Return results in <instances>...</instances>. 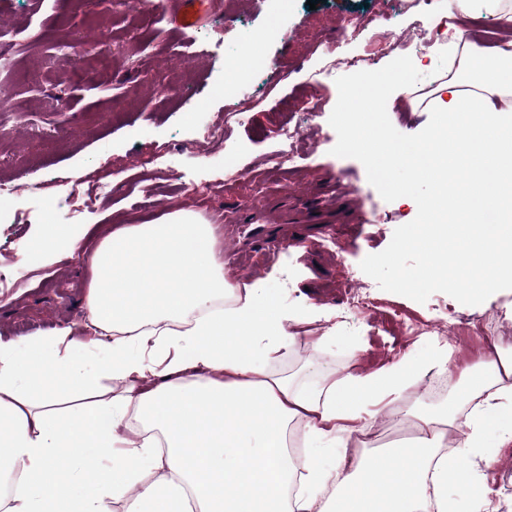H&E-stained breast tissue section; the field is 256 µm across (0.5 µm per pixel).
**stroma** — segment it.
<instances>
[{"label":"stroma","instance_id":"stroma-1","mask_svg":"<svg viewBox=\"0 0 512 512\" xmlns=\"http://www.w3.org/2000/svg\"><path fill=\"white\" fill-rule=\"evenodd\" d=\"M442 6L439 16L417 12L382 23L374 18L378 0H322L313 10L307 0H295L284 44L267 51L284 78L244 102L246 120L239 124L225 121L224 100L212 88L230 73L238 46L271 23L269 0H237L234 18L225 14L226 0H211L208 14L185 34L171 24L167 0H151L139 15L128 14L117 0H0V30L15 44L10 59L0 61V102L11 106L0 113V176L20 177L25 185L0 198V265L22 271L12 294L0 297V341L50 336L63 328L83 336L91 279L84 252L98 242L94 225L147 224L183 210L213 224L224 240L226 278L260 282L296 311L316 316L319 332L339 335V342L317 350L299 340L272 362L274 373L308 382L317 368L339 378L351 369L378 370L404 353L425 358L428 337L403 336L385 320L395 311L436 318L444 302L467 315L446 323V339L456 347L449 363L455 379L485 357L465 340L481 320L495 319L493 335L512 348V282L476 302L448 287L400 288V281L420 274L426 259L424 251L400 243L406 228L418 223L431 186L414 184L406 195L386 189L377 167L344 143L342 110L353 98L370 96L375 79L392 69V56L378 51V43L414 35L402 88L389 97L388 111L376 115L398 144L432 131L441 83L453 77L465 85L471 79L468 67L450 71L447 36L429 41L419 30L448 16L477 53L490 54L494 42L487 32L499 22L489 0H472L466 16L453 0ZM345 29L355 30L356 38L339 42V55L362 53L367 62L360 70L340 66L321 82H310L308 72L320 65L324 43L338 42ZM99 30L109 35L110 70L78 55L71 44L73 34ZM84 70L93 79H82ZM177 82L189 85L184 100L166 99L164 84ZM286 100L300 107L291 116L300 135L294 157L276 172L268 170L266 158L281 147ZM310 103L315 113L306 112ZM200 104L205 112L190 122L189 112ZM209 121L224 125V143L216 150L204 147L199 135L200 124ZM228 156L247 170L248 180L225 182L222 162ZM77 182L98 201L75 221L64 202ZM48 198L59 202L56 222L81 249L61 251L38 267L23 262L19 250L45 233ZM273 244L288 252L272 263L266 253ZM390 257L395 265H387ZM351 270L373 287V316L347 308L341 282ZM347 336L361 344L356 355L346 351ZM475 469L491 512H512V492L503 489L512 485V447L501 449L495 461L476 460Z\"/></svg>","mask_w":512,"mask_h":512}]
</instances>
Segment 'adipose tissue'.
I'll return each mask as SVG.
<instances>
[{"mask_svg": "<svg viewBox=\"0 0 512 512\" xmlns=\"http://www.w3.org/2000/svg\"><path fill=\"white\" fill-rule=\"evenodd\" d=\"M494 61L474 63L472 90L449 79L424 140L393 143L383 127L350 122V148L378 167L398 160L407 183L434 189L403 244L425 252L404 289L450 285L470 300L512 279V11L503 13ZM496 213V223L486 221ZM85 300L93 343L63 330L0 343V512H489L473 453L493 460L512 443V355L490 339L460 395L412 412L417 439L380 453L356 448L430 368L446 370L454 347L429 360L405 355L371 374H322L298 383L268 373L316 319L293 314L256 282L228 281L214 228L179 211L155 224L112 230L90 254ZM106 357L86 371L88 346ZM119 391L88 402L102 379ZM136 411L144 437L124 434ZM304 429L308 449L291 463L285 438ZM457 451L443 452L450 431Z\"/></svg>", "mask_w": 512, "mask_h": 512, "instance_id": "ef3b65f1", "label": "adipose tissue"}]
</instances>
